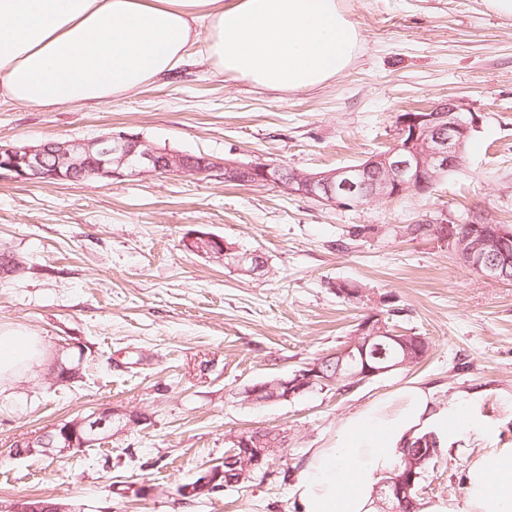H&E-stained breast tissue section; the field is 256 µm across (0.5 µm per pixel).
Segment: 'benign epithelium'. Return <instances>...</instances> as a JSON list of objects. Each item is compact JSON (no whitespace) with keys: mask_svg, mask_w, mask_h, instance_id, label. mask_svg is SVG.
<instances>
[{"mask_svg":"<svg viewBox=\"0 0 512 512\" xmlns=\"http://www.w3.org/2000/svg\"><path fill=\"white\" fill-rule=\"evenodd\" d=\"M476 118L464 112L461 102L448 100L423 111L406 112L397 118V141L388 151L375 154L356 166H342L324 171L291 170L283 176L275 163L241 164L220 162L209 156L194 161L178 151L159 150L137 134L110 133L94 140H65L52 144L55 164L44 162L47 146L0 145V177L26 182L70 181L75 175L89 174L94 179L123 180L150 174H205L224 169V181L238 182L248 175L254 184H275L290 194L311 198L325 205L347 206L355 201L364 204L394 199L405 195H425L433 189L438 176L463 165L466 146L476 130ZM430 225L429 231L467 268L486 279H512V227L504 224L469 222L448 213L418 220ZM187 247L201 256L218 262L227 261L238 272L255 276L265 270L258 259L249 261L229 246L224 238L200 233L186 241ZM385 344L394 350L392 363H371L367 348ZM427 347L422 336L411 337L397 332L373 313L356 328L348 344L333 354L338 359L336 373L329 377L323 371L326 359H317L293 371L287 377L275 378L245 387L241 397L250 403L288 401L337 379L361 384L367 380L405 367L412 356ZM112 410L75 419L63 426H52L56 446L36 448L30 444L20 448V455L60 454L71 451L80 432L92 427L102 439L112 438ZM230 441L242 448L231 450L224 462L212 465L195 481L181 487L183 498H207L228 486L251 479L255 469L276 455L287 442L283 432H269L264 438L254 432L233 435ZM244 460L240 464L237 459ZM413 483L397 478L385 491L388 498L410 497ZM0 512H77V507L63 499L50 503L42 498L22 497L6 505Z\"/></svg>","mask_w":512,"mask_h":512,"instance_id":"1","label":"benign epithelium"}]
</instances>
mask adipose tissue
<instances>
[{
  "instance_id": "adipose-tissue-1",
  "label": "adipose tissue",
  "mask_w": 512,
  "mask_h": 512,
  "mask_svg": "<svg viewBox=\"0 0 512 512\" xmlns=\"http://www.w3.org/2000/svg\"><path fill=\"white\" fill-rule=\"evenodd\" d=\"M225 73L300 90L350 65L361 42L340 0H0V100L84 107L116 100L179 66L198 37ZM43 356L41 341L0 331V380ZM464 405L435 408L407 388L345 419L336 442L309 449L292 486L298 512H377L400 447L423 433L469 431ZM467 512H512V448L470 460Z\"/></svg>"
}]
</instances>
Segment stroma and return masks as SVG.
Instances as JSON below:
<instances>
[{
	"mask_svg": "<svg viewBox=\"0 0 512 512\" xmlns=\"http://www.w3.org/2000/svg\"><path fill=\"white\" fill-rule=\"evenodd\" d=\"M362 40L343 72L307 90L224 74L197 41L173 72L118 100L74 109L0 100V145L90 140L111 132L221 161L302 171L357 164L392 147L399 115L458 99L478 117L462 168L425 195L340 208L222 169L124 181L0 179V330L39 337L44 356L0 382V504L64 497L84 512H297L291 488L308 449L341 420L406 387L437 408L465 401L477 430L453 436L422 501L465 512L472 448H512V283L485 279L446 246L405 228L447 211L512 225V17L488 0H341ZM260 252L250 277L187 251L196 233ZM340 281L369 293L349 302ZM427 337L426 358L344 392L311 390L253 406L249 385L335 352L370 313ZM80 379L54 378L57 360ZM109 409L112 438L86 452L11 456L55 423ZM138 422H130V415ZM287 433L247 482L184 500L232 435Z\"/></svg>",
	"mask_w": 512,
	"mask_h": 512,
	"instance_id": "obj_1",
	"label": "stroma"
}]
</instances>
